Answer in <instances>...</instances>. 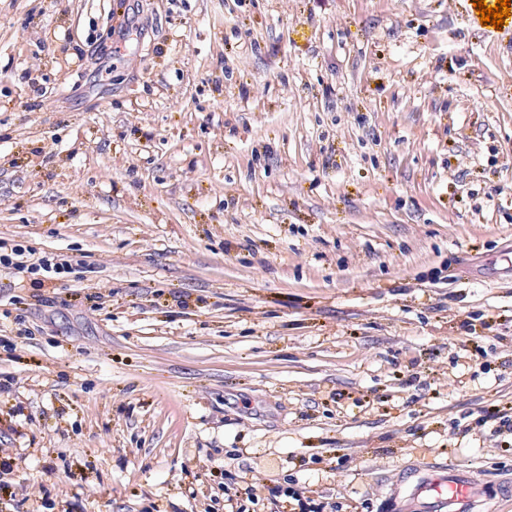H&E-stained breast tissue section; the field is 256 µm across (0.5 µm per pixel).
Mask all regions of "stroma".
<instances>
[{
	"label": "stroma",
	"mask_w": 512,
	"mask_h": 512,
	"mask_svg": "<svg viewBox=\"0 0 512 512\" xmlns=\"http://www.w3.org/2000/svg\"><path fill=\"white\" fill-rule=\"evenodd\" d=\"M0 512H387L512 481V29L456 0H0ZM28 253V256L26 255ZM32 254L28 248L21 244H14L10 247V253H8L7 244L1 242L0 244V267L2 268H13L18 272L25 271L31 275H41L44 279H54L59 275L66 273L69 267V261L65 259H59L60 262H52L49 259L40 258L37 262H33L29 265L26 263L29 260L23 261L24 258H29ZM496 494L470 470L428 463L404 471L389 496L393 512H493Z\"/></svg>",
	"instance_id": "1"
}]
</instances>
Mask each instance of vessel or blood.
<instances>
[{
    "instance_id": "b4317fda",
    "label": "vessel or blood",
    "mask_w": 512,
    "mask_h": 512,
    "mask_svg": "<svg viewBox=\"0 0 512 512\" xmlns=\"http://www.w3.org/2000/svg\"><path fill=\"white\" fill-rule=\"evenodd\" d=\"M493 500L470 471L432 463L404 471L390 489L395 512H494Z\"/></svg>"
}]
</instances>
